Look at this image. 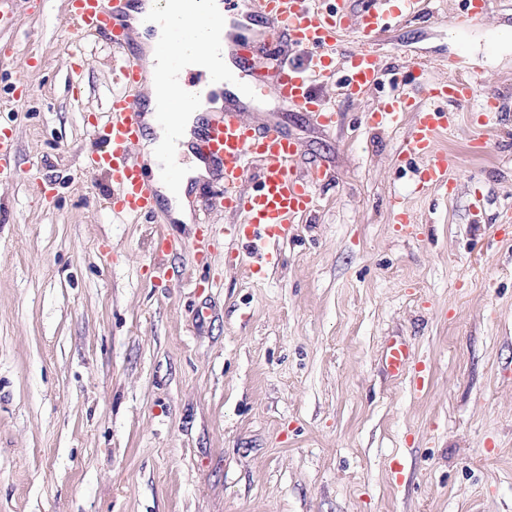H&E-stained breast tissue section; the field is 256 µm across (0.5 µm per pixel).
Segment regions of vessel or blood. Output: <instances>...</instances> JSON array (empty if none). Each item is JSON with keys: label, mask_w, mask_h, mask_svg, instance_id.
Instances as JSON below:
<instances>
[{"label": "vessel or blood", "mask_w": 512, "mask_h": 512, "mask_svg": "<svg viewBox=\"0 0 512 512\" xmlns=\"http://www.w3.org/2000/svg\"><path fill=\"white\" fill-rule=\"evenodd\" d=\"M224 11H205L202 0H69L74 35L103 38L112 51L116 85L105 120L94 121L99 150L83 157L84 170L107 175L112 185V210L133 217L155 216L160 209L151 174L132 148L145 134V117L164 73L181 78L192 95L179 98L174 109L193 112L200 100L213 101L193 134L194 152L223 187L202 203L230 217L224 235L260 243L288 236L295 218L317 205L315 185L325 172L314 167L299 172L301 144L291 138L271 105L283 112H307L323 128L336 123V108L322 94L324 83L341 78L346 97L353 98L381 86L393 92L368 113V125L382 129L405 113L415 117L406 152L419 159L412 187L420 192L448 186L447 153L435 150L438 138L455 124L459 111L477 113L481 134L493 131L498 97L481 89L475 79H449L429 88L425 103H416L400 90L401 71L384 63L374 46L404 19L420 15L422 0H365L352 13L346 0L322 6L320 0H222ZM152 4L154 14L176 16L171 36L158 44L155 55L165 60L166 72L150 70L147 52L133 13ZM205 40H197L198 31ZM357 33L360 48L339 57L337 45L347 33ZM194 43L191 65L181 63L180 45ZM257 166L259 179L247 186L244 173ZM186 242L160 238L153 244L154 264L164 268L168 255ZM409 355L402 343L383 354L387 372L401 378Z\"/></svg>", "instance_id": "1"}]
</instances>
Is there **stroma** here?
<instances>
[{"label":"stroma","mask_w":512,"mask_h":512,"mask_svg":"<svg viewBox=\"0 0 512 512\" xmlns=\"http://www.w3.org/2000/svg\"><path fill=\"white\" fill-rule=\"evenodd\" d=\"M378 44L423 64L416 101L449 76L498 92L479 154L459 113L438 149L449 192L409 191L413 119L364 121L388 95L327 88L336 128L281 116L320 207L239 265L245 240L167 216L113 218L84 174L112 54L73 36L65 0H14L0 25V129L18 145L0 179V512H512V0L458 29L461 0ZM25 84L30 97L12 102ZM485 209L473 223L468 203ZM407 224H399L398 213ZM188 240L174 276L151 238ZM404 342L424 369L392 378ZM409 355L403 343H393L383 353V363L387 372L394 378H401L408 369Z\"/></svg>","instance_id":"35a3bbf8"}]
</instances>
